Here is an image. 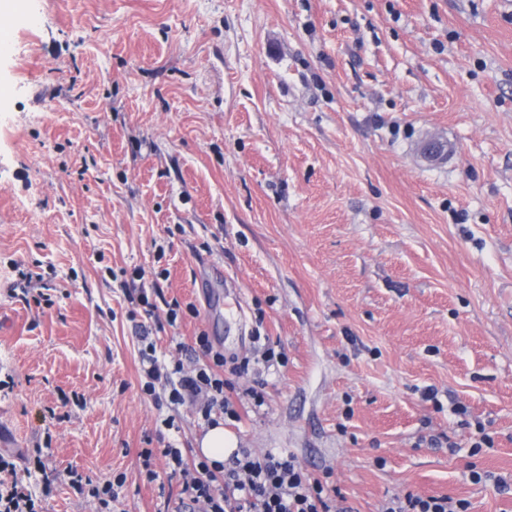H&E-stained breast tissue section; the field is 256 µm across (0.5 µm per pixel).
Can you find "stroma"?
I'll use <instances>...</instances> for the list:
<instances>
[{"mask_svg": "<svg viewBox=\"0 0 512 512\" xmlns=\"http://www.w3.org/2000/svg\"><path fill=\"white\" fill-rule=\"evenodd\" d=\"M0 30V433L49 445L45 512H98L72 469L181 508L163 444L203 431L143 393L140 336L171 364L202 332L250 361L237 447L335 512H512V0H21ZM19 267L53 305L13 297ZM469 504L449 496H419L407 493L386 502L381 512H468Z\"/></svg>", "mask_w": 512, "mask_h": 512, "instance_id": "35a3bbf8", "label": "stroma"}]
</instances>
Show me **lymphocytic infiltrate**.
Returning <instances> with one entry per match:
<instances>
[{"label":"lymphocytic infiltrate","mask_w":512,"mask_h":512,"mask_svg":"<svg viewBox=\"0 0 512 512\" xmlns=\"http://www.w3.org/2000/svg\"><path fill=\"white\" fill-rule=\"evenodd\" d=\"M193 369L183 363L160 362L153 344L141 350L143 391L148 396L163 392L173 406L190 405L204 423L217 416L238 419L222 373L224 355L215 351L207 336L197 338ZM172 475L182 480V492L199 512H331V494L321 479L309 476L293 456L256 455L241 448L227 461L208 462L184 454L170 445L162 451ZM42 492L50 493L56 480L45 463H38ZM41 494H33L17 477V466L0 455V512H43ZM381 512H468V504L449 496L411 493L386 502Z\"/></svg>","instance_id":"f902f5d3"}]
</instances>
